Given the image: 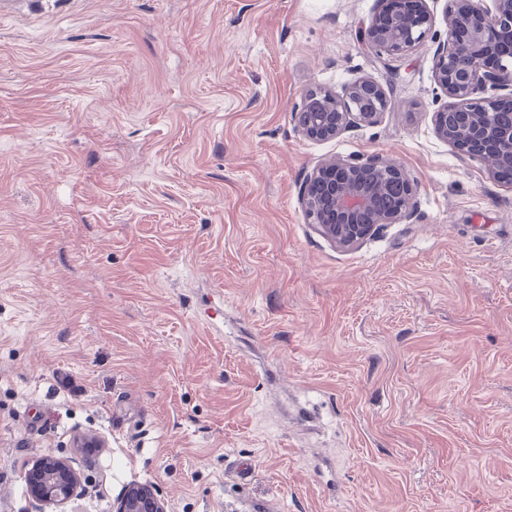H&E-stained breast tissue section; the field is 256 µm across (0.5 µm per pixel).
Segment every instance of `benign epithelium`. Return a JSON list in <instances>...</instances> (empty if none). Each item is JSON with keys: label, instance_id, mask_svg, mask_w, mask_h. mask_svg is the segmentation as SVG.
<instances>
[{"label": "benign epithelium", "instance_id": "obj_1", "mask_svg": "<svg viewBox=\"0 0 512 512\" xmlns=\"http://www.w3.org/2000/svg\"><path fill=\"white\" fill-rule=\"evenodd\" d=\"M444 21L446 40L434 51V79L448 102L434 112L435 134L458 153L484 162L490 178L508 184L503 171L512 169V125H500L495 115L512 107V0H447ZM434 25L428 0H378L364 41L378 57L399 54L424 42ZM488 87L506 95L479 97ZM391 105L381 84L360 77L340 93H308L296 113L297 131L314 141L337 138L376 123ZM391 188L404 194L402 204L377 209L376 193ZM301 198L319 232L348 249L384 224L409 220L413 184L400 165L377 156L334 158L313 168ZM34 472L37 501L61 505L73 496L77 479L63 461L46 456ZM114 512H167V507L153 486L140 484L124 490Z\"/></svg>", "mask_w": 512, "mask_h": 512}]
</instances>
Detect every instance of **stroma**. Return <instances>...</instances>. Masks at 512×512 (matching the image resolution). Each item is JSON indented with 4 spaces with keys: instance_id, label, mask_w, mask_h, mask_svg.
I'll use <instances>...</instances> for the list:
<instances>
[{
    "instance_id": "stroma-1",
    "label": "stroma",
    "mask_w": 512,
    "mask_h": 512,
    "mask_svg": "<svg viewBox=\"0 0 512 512\" xmlns=\"http://www.w3.org/2000/svg\"><path fill=\"white\" fill-rule=\"evenodd\" d=\"M429 6L383 63L376 0H5L0 512L133 483L168 512H512V186L434 133ZM364 76L377 123L297 133ZM371 155L413 217L336 248L301 187ZM45 456L79 478L60 508L26 486Z\"/></svg>"
}]
</instances>
